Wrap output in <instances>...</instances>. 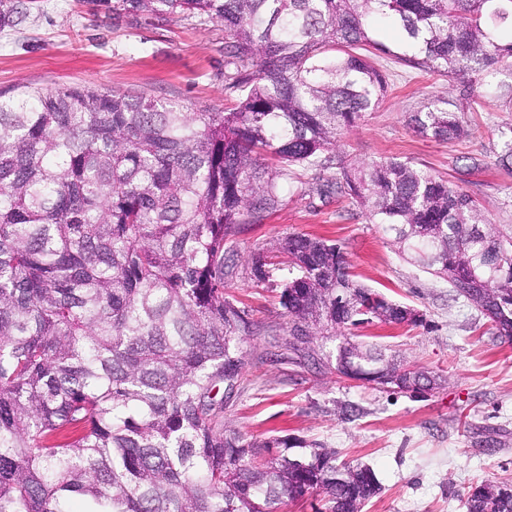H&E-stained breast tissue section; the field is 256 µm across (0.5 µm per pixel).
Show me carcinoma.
Here are the masks:
<instances>
[{
  "label": "carcinoma",
  "instance_id": "carcinoma-1",
  "mask_svg": "<svg viewBox=\"0 0 512 512\" xmlns=\"http://www.w3.org/2000/svg\"><path fill=\"white\" fill-rule=\"evenodd\" d=\"M129 13L224 24L229 111L87 85L0 99V512H362L372 468L290 435L224 422L245 340L237 305L244 224L282 205L293 167L365 210L397 253L475 304L512 342V230L448 178L386 158L349 163L340 139L388 93L373 61L375 22L411 42L412 69L498 90L512 103V0H116ZM438 97L408 120L437 141L472 135L461 101ZM512 160V126L498 131ZM280 288L285 346L320 338L336 372L430 388L353 339L366 320L423 325L420 310L356 284L336 245L293 234L245 262ZM468 492L466 512H512V495Z\"/></svg>",
  "mask_w": 512,
  "mask_h": 512
}]
</instances>
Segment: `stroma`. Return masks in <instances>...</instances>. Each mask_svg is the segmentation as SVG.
Returning a JSON list of instances; mask_svg holds the SVG:
<instances>
[{
    "instance_id": "1",
    "label": "stroma",
    "mask_w": 512,
    "mask_h": 512,
    "mask_svg": "<svg viewBox=\"0 0 512 512\" xmlns=\"http://www.w3.org/2000/svg\"><path fill=\"white\" fill-rule=\"evenodd\" d=\"M19 20L0 28V95L23 86L51 90L62 84L97 85L116 92L171 100L191 112L221 110L224 91L222 24L195 17L159 19L90 4L89 0H7ZM390 49L377 57L392 89L342 139L356 160H410L448 176L473 195L491 223L512 227V165L492 148L499 129L512 126V108L485 95L482 109L462 120L474 137L440 142L414 134L407 121L442 92L460 99L466 80L406 67L394 58L400 35L380 25ZM482 166L472 169V158ZM290 234L322 237L345 253L355 280L418 308L427 325L372 323L359 341L444 375V385L414 398L351 380L326 367L328 349L312 357L283 352L275 343L288 327L277 291L239 280L235 293L262 328L244 344L245 375L224 419L247 435H292L336 449L341 460L371 467L380 493L364 512H466L471 487L512 484V343L496 338L487 319L440 279L401 259L379 225L346 199L313 191L289 192L261 223L240 236L236 264Z\"/></svg>"
}]
</instances>
